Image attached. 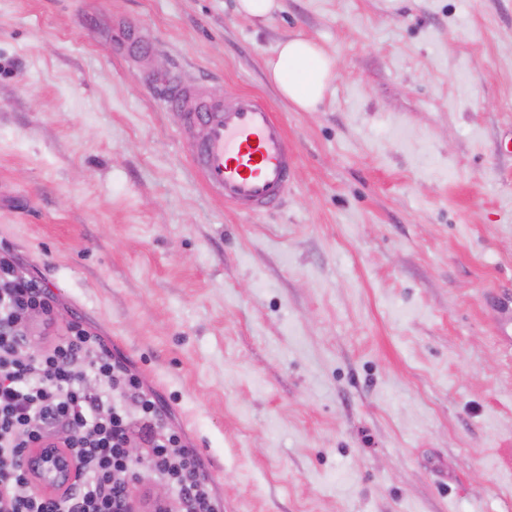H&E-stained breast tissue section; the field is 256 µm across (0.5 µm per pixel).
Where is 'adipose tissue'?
<instances>
[{"label":"adipose tissue","mask_w":512,"mask_h":512,"mask_svg":"<svg viewBox=\"0 0 512 512\" xmlns=\"http://www.w3.org/2000/svg\"><path fill=\"white\" fill-rule=\"evenodd\" d=\"M335 71L334 58L300 37L282 42L275 58L267 63L268 78L280 95L304 112L317 110Z\"/></svg>","instance_id":"obj_1"}]
</instances>
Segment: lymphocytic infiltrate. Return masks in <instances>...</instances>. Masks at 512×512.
Returning <instances> with one entry per match:
<instances>
[{
	"label": "lymphocytic infiltrate",
	"mask_w": 512,
	"mask_h": 512,
	"mask_svg": "<svg viewBox=\"0 0 512 512\" xmlns=\"http://www.w3.org/2000/svg\"><path fill=\"white\" fill-rule=\"evenodd\" d=\"M57 297L0 254V512H222L204 463L183 432L161 423L162 409L141 376L80 322L63 335L31 339L32 315H51ZM63 436L78 463L58 497L39 495L20 460L24 449ZM144 440L145 466L169 498L135 496L128 450Z\"/></svg>",
	"instance_id": "lymphocytic-infiltrate-1"
}]
</instances>
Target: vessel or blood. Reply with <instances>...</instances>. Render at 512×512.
<instances>
[{"mask_svg":"<svg viewBox=\"0 0 512 512\" xmlns=\"http://www.w3.org/2000/svg\"><path fill=\"white\" fill-rule=\"evenodd\" d=\"M166 99L188 126L202 128L190 149L206 189L247 213L268 208L286 193L294 154L283 123L262 98L205 94L171 77Z\"/></svg>","mask_w":512,"mask_h":512,"instance_id":"b4317fda","label":"vessel or blood"}]
</instances>
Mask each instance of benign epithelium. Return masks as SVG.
I'll list each match as a JSON object with an SVG mask.
<instances>
[{
  "label": "benign epithelium",
  "mask_w": 512,
  "mask_h": 512,
  "mask_svg": "<svg viewBox=\"0 0 512 512\" xmlns=\"http://www.w3.org/2000/svg\"><path fill=\"white\" fill-rule=\"evenodd\" d=\"M35 489L46 496H59L73 481L77 465L58 440L25 450L21 459Z\"/></svg>",
  "instance_id": "1"
}]
</instances>
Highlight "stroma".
<instances>
[{
    "mask_svg": "<svg viewBox=\"0 0 512 512\" xmlns=\"http://www.w3.org/2000/svg\"><path fill=\"white\" fill-rule=\"evenodd\" d=\"M280 5L0 0V247L141 374L224 512H512V0ZM295 36L336 60L314 112L267 79ZM171 74L268 102L280 204L202 186ZM238 11L244 16L265 20L280 8L279 0H238Z\"/></svg>",
    "mask_w": 512,
    "mask_h": 512,
    "instance_id": "obj_1",
    "label": "stroma"
}]
</instances>
